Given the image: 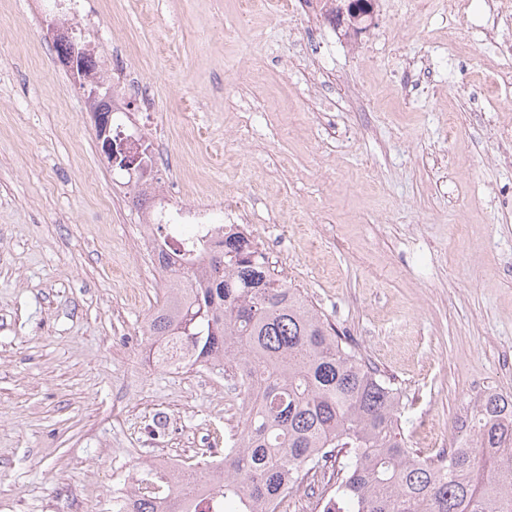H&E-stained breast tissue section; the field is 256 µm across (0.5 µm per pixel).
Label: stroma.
Masks as SVG:
<instances>
[{
    "instance_id": "obj_1",
    "label": "stroma",
    "mask_w": 512,
    "mask_h": 512,
    "mask_svg": "<svg viewBox=\"0 0 512 512\" xmlns=\"http://www.w3.org/2000/svg\"><path fill=\"white\" fill-rule=\"evenodd\" d=\"M283 2L95 0L81 41L105 76L126 43L154 176L244 207L275 275L398 389L430 456L472 388L512 396V166L493 135L512 103L469 40L484 0L455 47L446 0L305 43ZM112 176L41 20L0 0V512H112L150 458L240 428L224 374L149 365L160 293Z\"/></svg>"
}]
</instances>
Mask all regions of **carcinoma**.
<instances>
[{"label": "carcinoma", "mask_w": 512, "mask_h": 512, "mask_svg": "<svg viewBox=\"0 0 512 512\" xmlns=\"http://www.w3.org/2000/svg\"><path fill=\"white\" fill-rule=\"evenodd\" d=\"M170 270L149 319L151 346L220 366L248 398L224 477L198 501L193 483L143 474L121 512H275L317 473L336 485L334 512H512V397L476 411L472 447L423 457L401 427L400 396L265 255L232 235Z\"/></svg>", "instance_id": "carcinoma-1"}]
</instances>
